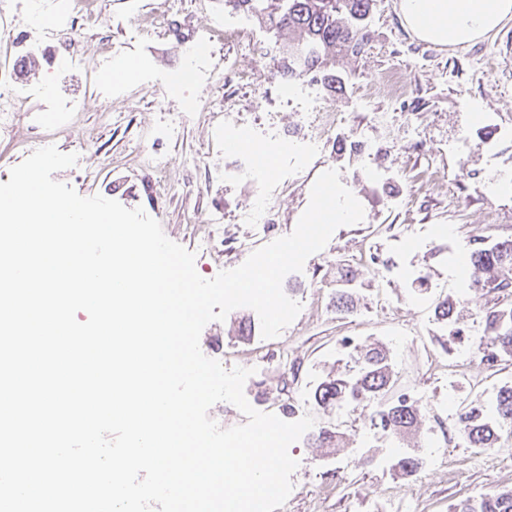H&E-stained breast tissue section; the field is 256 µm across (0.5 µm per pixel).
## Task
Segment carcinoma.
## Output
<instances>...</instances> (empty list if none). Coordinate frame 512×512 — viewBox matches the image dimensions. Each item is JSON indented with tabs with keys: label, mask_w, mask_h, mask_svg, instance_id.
I'll use <instances>...</instances> for the list:
<instances>
[{
	"label": "carcinoma",
	"mask_w": 512,
	"mask_h": 512,
	"mask_svg": "<svg viewBox=\"0 0 512 512\" xmlns=\"http://www.w3.org/2000/svg\"><path fill=\"white\" fill-rule=\"evenodd\" d=\"M224 5L251 14L256 20L284 35L281 46L284 68L290 78L308 76L330 92L343 89L344 78L336 70L339 57H357L369 42L368 21L377 0H224ZM307 50L305 57L292 48ZM468 290L503 292L512 287V241L470 250ZM336 311L352 313L355 298L348 288L336 291ZM480 336L472 344L475 356L493 360L512 359V305L494 303L479 311ZM358 370L348 378L327 375L315 388L313 399L324 409L348 401L383 400L394 385L389 351L370 345L357 351ZM380 426L402 434L418 426L421 409L403 400L388 401L379 413ZM456 429L471 448L498 447L501 431L512 430V385L501 386L491 409L472 404L457 409ZM452 512H512V490L465 499Z\"/></svg>",
	"instance_id": "1"
}]
</instances>
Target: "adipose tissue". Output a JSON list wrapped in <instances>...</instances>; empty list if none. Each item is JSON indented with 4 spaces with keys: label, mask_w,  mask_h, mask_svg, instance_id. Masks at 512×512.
Returning a JSON list of instances; mask_svg holds the SVG:
<instances>
[{
    "label": "adipose tissue",
    "mask_w": 512,
    "mask_h": 512,
    "mask_svg": "<svg viewBox=\"0 0 512 512\" xmlns=\"http://www.w3.org/2000/svg\"><path fill=\"white\" fill-rule=\"evenodd\" d=\"M413 36L441 46H461L496 32L512 20V0H398Z\"/></svg>",
    "instance_id": "1"
}]
</instances>
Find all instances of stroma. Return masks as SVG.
I'll use <instances>...</instances> for the list:
<instances>
[{
	"mask_svg": "<svg viewBox=\"0 0 512 512\" xmlns=\"http://www.w3.org/2000/svg\"><path fill=\"white\" fill-rule=\"evenodd\" d=\"M96 2L95 15L84 21L93 36L86 60L97 64L107 46L112 59L131 62V72L114 75L121 91L94 89L81 70L43 66L25 83L29 111L16 117L20 132L32 134L42 115L62 102H78L79 111L51 132L52 145L78 156L74 166L55 172V180L84 197L143 208L167 238L195 253L196 270L206 279L292 233L325 171H339L364 208L360 223L337 228L302 271L285 277L284 293L302 310L278 337L262 338L256 329L250 339H240L238 323L252 314L247 307L208 323L200 337L203 354L224 368L251 369L244 394L255 409L289 422L309 413L316 428L337 434L334 448L316 447L309 431L291 445L298 467L278 512H377L380 504L384 512H448L456 501L512 490V447H468L455 433L448 401L453 392L465 403H491L500 386L512 384V362L492 368L475 363L458 378L447 371L455 357L441 349L451 328L479 336L478 312L496 300L467 292L460 257L476 238L488 245L512 240V195L481 189L487 172L512 176V137L490 151L483 146L493 124L512 128V21L487 39L443 48L410 35L397 0H378L366 51L336 64L344 90L314 87L336 115L332 136L338 147L326 148L302 174L283 172L273 186L253 175L225 177V168L254 158L244 148L227 150L224 122L246 128L251 143L260 146L272 131L298 141L305 137V107L284 97L289 81L280 72L281 37L225 8L224 0H177L172 12L167 0ZM155 10L168 14L165 32L148 41L135 37L138 15ZM241 20L255 42L249 53L218 29L219 23ZM187 41L202 42L222 80L169 84V76L186 66ZM45 84L54 86V96L40 94ZM366 102L371 111L395 113L392 132L372 127L370 112L361 110ZM177 113L185 120L172 138L166 127ZM145 153L165 160L164 178L143 165ZM444 183L451 194L441 192ZM269 191L274 208L260 233L243 216ZM217 213L223 222L209 247L197 230ZM346 265L358 272L353 288L359 302L350 315L333 303L336 271ZM424 274L429 281L420 291L415 281ZM448 296L460 299L457 313L452 321L437 320L434 308ZM346 336L362 346H386L397 389L421 398L418 429L401 436L383 431L373 421L381 408L377 400L329 412L315 405L311 394L326 374L352 364L340 347ZM401 450L418 458L419 478L397 471Z\"/></svg>",
	"mask_w": 512,
	"mask_h": 512,
	"instance_id": "stroma-1",
	"label": "stroma"
}]
</instances>
